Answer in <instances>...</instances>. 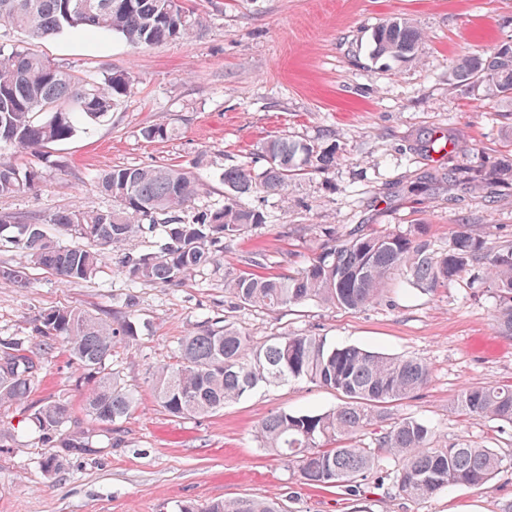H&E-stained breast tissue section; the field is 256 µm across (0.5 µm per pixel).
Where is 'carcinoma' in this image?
Listing matches in <instances>:
<instances>
[{
	"instance_id": "carcinoma-1",
	"label": "carcinoma",
	"mask_w": 512,
	"mask_h": 512,
	"mask_svg": "<svg viewBox=\"0 0 512 512\" xmlns=\"http://www.w3.org/2000/svg\"><path fill=\"white\" fill-rule=\"evenodd\" d=\"M201 18L183 0H0V30H21L32 38L60 32L119 35L135 48H151L188 40ZM422 33L406 19L393 17L372 35L374 59L411 60ZM448 80L471 93L512 98V45L503 44L487 57L465 55L453 65ZM133 83L125 73L107 71L82 79L20 46L0 43V143L27 149L60 145L82 124L97 123L130 97ZM145 138L167 140L163 123L142 129ZM266 162L256 173L247 165H231L220 173L224 203L191 213L203 183L204 158L190 166L106 169L96 188L112 197L106 211L74 209L57 212L49 223L77 241L61 245L32 216L0 215V243L17 248L30 263L64 281L86 280L102 266L106 252L135 236L159 233L156 253L128 254L125 273L144 283L177 285L188 276L219 263L224 242L265 223L263 212L241 199L258 194L286 195L292 181L336 165V144H307L273 137L260 145ZM496 183L512 180V161L504 160L486 174ZM39 180L0 162V196L19 193ZM269 263L260 251L245 256V268H224V291L237 304L280 308L317 301L340 309H363L382 298L388 280L403 276L411 284L433 290L454 280L466 267L484 266V282L499 299L498 332L512 336V244L489 246L471 226H458L448 249H432L425 234L390 231L365 233L357 228L331 236L320 253L295 273L260 275ZM0 282L26 288L25 268L0 267ZM32 332L43 338L44 354L63 343L85 375L94 379L86 395L88 416L102 422L123 419L134 395L109 371L117 337H132L131 320L118 326L76 308L43 312ZM39 372L21 337L0 340V404H20L32 392ZM430 377L428 366L410 356H389L357 345H333L321 336L284 334L257 345L237 328L201 325L185 336L176 363L158 367L151 377L156 400L175 417H206L248 395L259 384L275 386L305 379L343 395L345 401L327 411H276L257 431L260 447L297 465L306 484L352 492L372 474L391 479L395 494L423 500L452 487H479L512 469L491 448L466 439L448 442L422 421L394 419L387 405L414 395ZM457 407L466 415L512 424V385L463 388ZM43 443L54 442L70 417L69 408L50 401L31 414ZM370 436L364 441L363 436ZM47 476L64 469L63 459L48 454L39 461ZM177 512H282L275 498L217 500L200 507L182 501Z\"/></svg>"
}]
</instances>
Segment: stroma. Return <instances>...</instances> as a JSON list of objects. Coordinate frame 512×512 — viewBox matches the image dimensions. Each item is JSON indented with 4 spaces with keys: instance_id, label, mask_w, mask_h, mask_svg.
Instances as JSON below:
<instances>
[{
    "instance_id": "obj_1",
    "label": "stroma",
    "mask_w": 512,
    "mask_h": 512,
    "mask_svg": "<svg viewBox=\"0 0 512 512\" xmlns=\"http://www.w3.org/2000/svg\"><path fill=\"white\" fill-rule=\"evenodd\" d=\"M203 26L192 38L150 49L117 35L63 32L41 39L14 33L76 76L129 73L133 93L103 122L80 129L61 146L37 151L0 144V160L38 170L35 188L0 197V213L37 215L60 244L65 231L52 214L107 210L110 197L93 185L114 166L186 165L198 155L206 185L196 208L224 201L219 175L243 162L262 170L261 143L285 136L336 145V165L296 180L287 196L244 198L265 224L225 243L219 267L176 286L132 282L114 259L87 280L65 282L36 269L31 284H0V338L23 337L41 366L27 401L0 406V512H176L180 501L279 498L285 512H507L512 469L482 488H456L420 501L396 497L389 483L363 481L356 495L304 484L298 468L260 448L263 418L275 411H325L336 392L306 380L261 385L204 418L170 415L154 398L150 377L172 363L183 336L228 320L261 342L284 334H313L389 355L422 359L428 383L390 406L391 417L422 420L448 440H468L512 457V424L467 417L459 392L472 384L512 383V338L494 322L498 299L481 267L448 287L427 291L396 279L377 304L362 310L316 302L268 310L231 304L224 270L254 250L271 255L270 273L303 266L328 233L413 232L425 227L435 251L448 247L458 225L488 243L512 240V188L452 185L442 173L486 170L512 159V102L482 100L452 84L448 74L464 53L488 55L512 44V0H184ZM391 17L423 34L410 61L369 56L374 29ZM163 123L171 138H144ZM446 137L440 152L430 138ZM134 295V312L124 306ZM78 307L111 323L131 317L137 333L112 351V370L135 404L125 419L102 424L84 409L89 384L65 348L45 358L33 322L44 311ZM68 405L65 432L88 434L87 448H65L61 473L42 474L45 451L29 416L48 401Z\"/></svg>"
}]
</instances>
